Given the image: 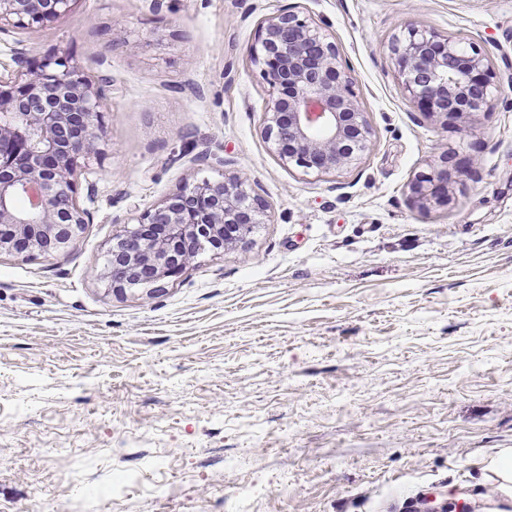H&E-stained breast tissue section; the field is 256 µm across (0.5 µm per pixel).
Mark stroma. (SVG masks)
I'll return each instance as SVG.
<instances>
[{
    "label": "stroma",
    "mask_w": 512,
    "mask_h": 512,
    "mask_svg": "<svg viewBox=\"0 0 512 512\" xmlns=\"http://www.w3.org/2000/svg\"><path fill=\"white\" fill-rule=\"evenodd\" d=\"M289 6L351 68L374 129L351 169L283 165L262 133L248 50ZM412 23L512 77V0H74L0 33V74L66 55L103 89L89 223L0 252V512H512L484 468L512 449V87L468 132L427 123L387 51ZM451 150L478 176L416 208ZM235 173L268 206L246 242L109 291L116 232ZM466 171L477 175L478 162L474 159H457L455 152H444L439 157V163L430 166L428 172L416 174L408 184L411 203L421 210H427L433 205H445L450 201V185L453 173L463 174Z\"/></svg>",
    "instance_id": "1"
}]
</instances>
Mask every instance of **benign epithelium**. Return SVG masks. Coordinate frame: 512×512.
Returning <instances> with one entry per match:
<instances>
[{
  "mask_svg": "<svg viewBox=\"0 0 512 512\" xmlns=\"http://www.w3.org/2000/svg\"><path fill=\"white\" fill-rule=\"evenodd\" d=\"M74 0H0V32L43 26ZM402 87L424 120L460 132L494 100L500 85L484 56L415 23L388 45ZM250 58L272 89L263 134L280 160L304 171L333 173L358 164L373 129L351 88L336 44L293 8L265 19ZM0 76V252L50 254L63 249L88 211L76 194L82 165L99 154L102 89L67 56H51ZM478 162L445 152L408 184L420 210L450 201L453 174ZM25 197L28 206L17 200ZM264 200L242 175L188 184L116 233L103 278L109 289L162 291L203 250L227 251L263 223Z\"/></svg>",
  "mask_w": 512,
  "mask_h": 512,
  "instance_id": "1",
  "label": "benign epithelium"
}]
</instances>
